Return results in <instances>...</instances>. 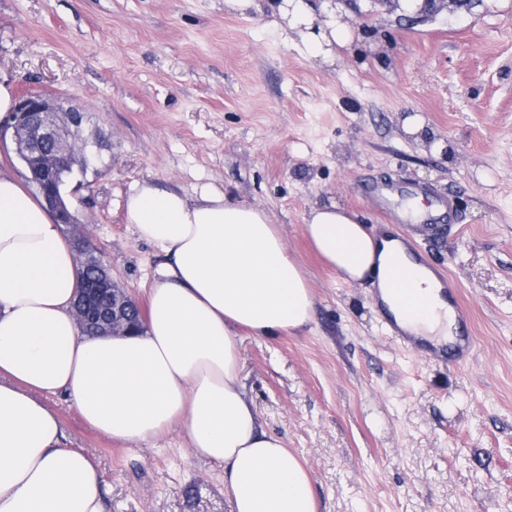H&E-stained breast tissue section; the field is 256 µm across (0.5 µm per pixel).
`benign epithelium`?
<instances>
[{"instance_id":"obj_1","label":"benign epithelium","mask_w":512,"mask_h":512,"mask_svg":"<svg viewBox=\"0 0 512 512\" xmlns=\"http://www.w3.org/2000/svg\"><path fill=\"white\" fill-rule=\"evenodd\" d=\"M483 0H420L416 18L424 20L448 8L480 5ZM84 113L66 106L54 97L21 92L11 112V121L0 123V139L11 133L17 157L31 174L30 182L54 212L56 222L75 228L71 238L82 269L94 274L82 277L75 305V318L82 330H95L114 336L128 333L140 325L135 316L137 302L114 281L100 260V249L86 237L62 192V173L73 166L87 167L89 156L79 160L72 155L71 140L83 130Z\"/></svg>"}]
</instances>
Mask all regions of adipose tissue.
<instances>
[{
    "mask_svg": "<svg viewBox=\"0 0 512 512\" xmlns=\"http://www.w3.org/2000/svg\"><path fill=\"white\" fill-rule=\"evenodd\" d=\"M269 11L296 47L334 63L351 37L343 5L320 0H224ZM125 211L139 239L164 255L134 335L80 334V267L41 197L0 170V512H105L93 460L66 444L46 397L65 394L112 440L138 444L178 429L194 453L223 465L233 512H317L301 459L258 422L239 381L236 336L307 326L314 298L264 209L202 187L196 197L133 184ZM305 228L345 279L370 278L408 334L451 338L452 309L434 273L389 230L344 207H312ZM424 302L407 312L398 271Z\"/></svg>",
    "mask_w": 512,
    "mask_h": 512,
    "instance_id": "1",
    "label": "adipose tissue"
}]
</instances>
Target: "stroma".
I'll return each mask as SVG.
<instances>
[{
	"label": "stroma",
	"mask_w": 512,
	"mask_h": 512,
	"mask_svg": "<svg viewBox=\"0 0 512 512\" xmlns=\"http://www.w3.org/2000/svg\"><path fill=\"white\" fill-rule=\"evenodd\" d=\"M376 17L335 64L286 26L224 0H0V72L14 91L61 98L98 139L66 191L114 280L144 300L160 250L125 216L131 185H208L260 205L306 273L314 320L273 337L237 333L240 379L262 427L303 460L318 512H512V0L424 23ZM418 114L435 139L406 132ZM387 182L397 224L461 291L467 362L408 345L370 281L347 282L304 229L335 202L370 227L360 196ZM452 199L454 217L437 208ZM68 443L103 478L106 512H232L223 469L179 431L129 445L48 397Z\"/></svg>",
	"instance_id": "stroma-1"
}]
</instances>
